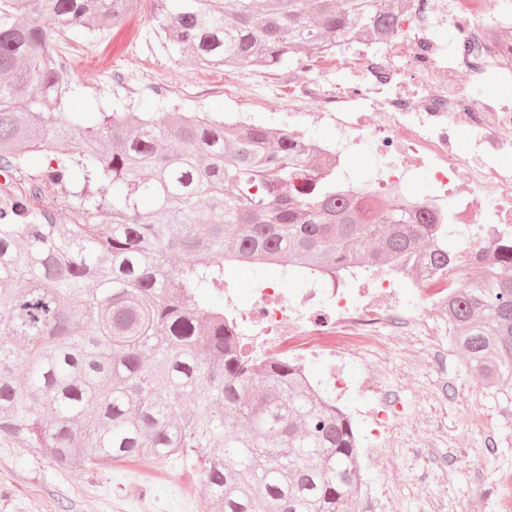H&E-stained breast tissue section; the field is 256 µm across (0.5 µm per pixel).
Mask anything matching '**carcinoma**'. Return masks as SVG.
I'll return each instance as SVG.
<instances>
[{"mask_svg":"<svg viewBox=\"0 0 512 512\" xmlns=\"http://www.w3.org/2000/svg\"><path fill=\"white\" fill-rule=\"evenodd\" d=\"M140 0H0V438L61 469L108 456L189 460L217 446L205 512H357L351 418L287 362L226 334L224 259L259 278L306 267L428 265L448 281L449 344L512 421V236L459 276L463 232L385 197L262 124L82 106L60 38L105 35ZM200 68L297 67L394 32L404 0H153ZM51 187L74 220L57 222Z\"/></svg>","mask_w":512,"mask_h":512,"instance_id":"obj_1","label":"carcinoma"}]
</instances>
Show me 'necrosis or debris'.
<instances>
[{
    "label": "necrosis or debris",
    "mask_w": 512,
    "mask_h": 512,
    "mask_svg": "<svg viewBox=\"0 0 512 512\" xmlns=\"http://www.w3.org/2000/svg\"><path fill=\"white\" fill-rule=\"evenodd\" d=\"M512 27V0H408L398 29L384 43L353 52L325 51L313 58L307 81L288 77V121L299 135L306 126L332 128L318 143L322 155L344 170L346 158L372 150L376 167L368 179H352L349 191L385 195L422 211L437 224H461V265L488 258L496 235L512 230V99L473 96L452 75L470 82L512 81V43L487 40L492 28ZM468 30L485 38V48L466 53L443 42L442 32ZM348 70L345 81L335 72ZM428 174L431 194L418 195L420 174ZM307 288L291 297L276 284L252 290L242 302L236 288L224 290V326L242 353L257 362L285 359L301 377L312 361L323 363L326 378L312 389L340 401L351 386L376 397L378 384L365 377L352 383L344 372L351 350L367 351L384 327L434 330L428 311L444 314L448 290L427 274L397 266L353 273L309 267ZM417 291V308L404 310L403 284Z\"/></svg>",
    "instance_id": "4bbe7bcc"
}]
</instances>
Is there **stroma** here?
Segmentation results:
<instances>
[{
  "label": "stroma",
  "instance_id": "1",
  "mask_svg": "<svg viewBox=\"0 0 512 512\" xmlns=\"http://www.w3.org/2000/svg\"><path fill=\"white\" fill-rule=\"evenodd\" d=\"M62 49L90 100L119 96L143 112L159 87L183 111L217 118L249 112L268 126L288 109L271 72H202L166 50L151 0H141L122 27L101 37L69 32ZM346 373L375 374L395 422L385 439H377L357 411L360 398L348 402L367 465L359 512H503L505 481L512 479V429L447 337L385 331L371 350L352 356ZM205 468L201 457L188 465L175 457L99 458L62 470L43 454L0 441V512H138L145 497L155 512H174L186 496L190 512H203Z\"/></svg>",
  "mask_w": 512,
  "mask_h": 512
}]
</instances>
